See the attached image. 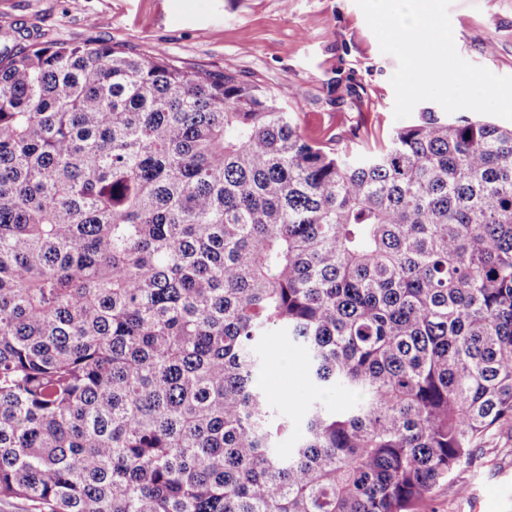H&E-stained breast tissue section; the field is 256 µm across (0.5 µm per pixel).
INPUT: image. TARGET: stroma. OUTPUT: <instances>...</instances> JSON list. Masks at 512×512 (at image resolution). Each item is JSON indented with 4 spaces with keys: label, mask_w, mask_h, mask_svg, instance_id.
Wrapping results in <instances>:
<instances>
[{
    "label": "stroma",
    "mask_w": 512,
    "mask_h": 512,
    "mask_svg": "<svg viewBox=\"0 0 512 512\" xmlns=\"http://www.w3.org/2000/svg\"><path fill=\"white\" fill-rule=\"evenodd\" d=\"M459 55L512 76V0H453ZM111 43L132 56L164 51L179 66L232 71L271 91H294L286 109L309 139L357 149L397 127V69L355 0H0V52L33 43ZM259 384L293 415L316 390L299 351L264 337ZM416 512H512V426L493 430L477 460Z\"/></svg>",
    "instance_id": "35a3bbf8"
}]
</instances>
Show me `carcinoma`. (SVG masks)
<instances>
[{
  "label": "carcinoma",
  "mask_w": 512,
  "mask_h": 512,
  "mask_svg": "<svg viewBox=\"0 0 512 512\" xmlns=\"http://www.w3.org/2000/svg\"><path fill=\"white\" fill-rule=\"evenodd\" d=\"M288 97L101 41L0 55V500L414 512L512 422V129L427 111L339 151ZM272 334L355 400L280 415Z\"/></svg>",
  "instance_id": "carcinoma-1"
}]
</instances>
